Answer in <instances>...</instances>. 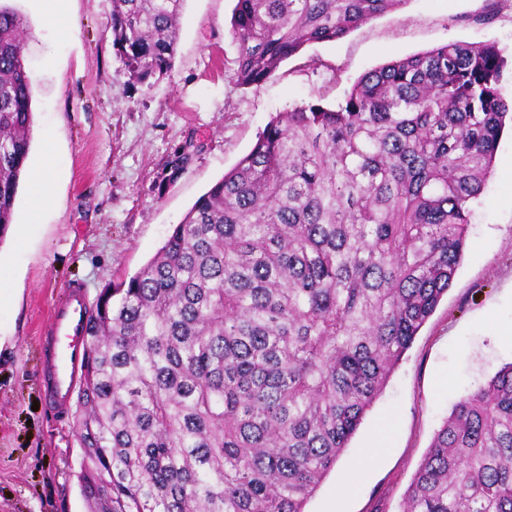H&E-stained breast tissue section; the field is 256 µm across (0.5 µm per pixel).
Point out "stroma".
I'll return each mask as SVG.
<instances>
[{"label":"stroma","mask_w":512,"mask_h":512,"mask_svg":"<svg viewBox=\"0 0 512 512\" xmlns=\"http://www.w3.org/2000/svg\"><path fill=\"white\" fill-rule=\"evenodd\" d=\"M26 26L34 127L29 160L55 161L52 202L26 225L28 244L0 242L16 272L0 308V512H87L78 486L74 419L45 401L44 339L53 304L71 287L97 296L163 245L196 199L249 152L277 113L301 101L333 105L364 73L444 44H495L508 59L500 91L512 100V0H407L347 37L307 45L274 77L239 88L235 0H185L169 75L131 83L112 50V0H70L72 37L48 27L31 0H12ZM493 12L490 23L479 22ZM194 140L188 169L164 193L154 184L172 149ZM512 130L472 207L452 286L392 372L306 512H401L406 490L453 405L512 361Z\"/></svg>","instance_id":"35a3bbf8"}]
</instances>
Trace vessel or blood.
Returning <instances> with one entry per match:
<instances>
[{
	"label": "vessel or blood",
	"mask_w": 512,
	"mask_h": 512,
	"mask_svg": "<svg viewBox=\"0 0 512 512\" xmlns=\"http://www.w3.org/2000/svg\"><path fill=\"white\" fill-rule=\"evenodd\" d=\"M88 303L82 292L71 291L69 299L55 305L44 337L48 347L45 382L47 402L61 409L76 386L84 361Z\"/></svg>",
	"instance_id": "1"
}]
</instances>
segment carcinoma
<instances>
[{
    "label": "carcinoma",
    "instance_id": "cac0c4a2",
    "mask_svg": "<svg viewBox=\"0 0 512 512\" xmlns=\"http://www.w3.org/2000/svg\"><path fill=\"white\" fill-rule=\"evenodd\" d=\"M185 0H112L130 79L172 68ZM407 0H237L230 80H270ZM493 43L280 112L133 276L101 289L77 390L88 512H305L451 287L512 103ZM23 19L0 3V239L33 126ZM195 156L169 155L157 190ZM402 512H512V362L462 396Z\"/></svg>",
    "mask_w": 512,
    "mask_h": 512
}]
</instances>
